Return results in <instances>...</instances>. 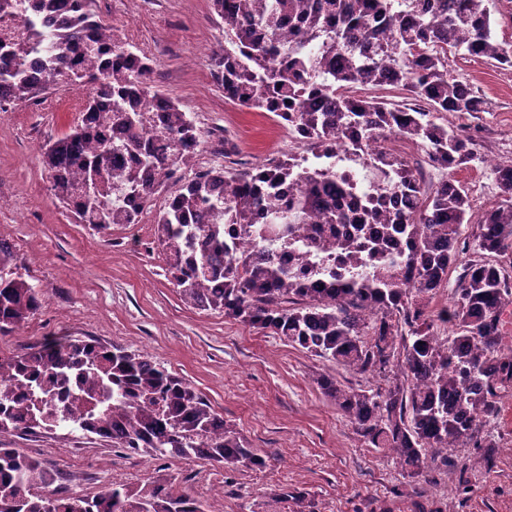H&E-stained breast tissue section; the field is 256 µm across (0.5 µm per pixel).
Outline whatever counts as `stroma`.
I'll use <instances>...</instances> for the list:
<instances>
[{"label": "stroma", "mask_w": 512, "mask_h": 512, "mask_svg": "<svg viewBox=\"0 0 512 512\" xmlns=\"http://www.w3.org/2000/svg\"><path fill=\"white\" fill-rule=\"evenodd\" d=\"M95 15L120 30L133 48L149 41L153 86L197 116L209 142L215 113L236 149V170L269 159L313 155L310 142H293L269 115L225 99L215 83L212 56L224 46V24L210 0H94ZM448 72L478 89L487 112L444 113L448 124L475 137V162L450 170L475 212L504 194L482 156L512 160V67L464 54L448 57ZM93 93L92 85L49 92L43 102L13 103L0 112V239L12 245L14 270L45 292L37 315L0 334V356H12L52 337L95 339L148 354L197 388L263 457V467L228 469L198 459L126 455L111 441L80 432L8 437L10 447L39 456L69 491L88 494L103 482L136 485L162 475L207 512H287L280 491L303 499L310 512H512V393L477 445L448 451V469L407 478L392 456L363 442L315 383L319 374L346 388L377 380L336 366L288 344L270 331L246 326L214 310L186 304L171 282L155 233L120 224L99 232L74 221L56 204L42 163L46 144L69 133Z\"/></svg>", "instance_id": "obj_1"}]
</instances>
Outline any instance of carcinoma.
I'll return each mask as SVG.
<instances>
[{"mask_svg": "<svg viewBox=\"0 0 512 512\" xmlns=\"http://www.w3.org/2000/svg\"><path fill=\"white\" fill-rule=\"evenodd\" d=\"M491 0H211L224 23L214 78L224 98L288 123L314 141L317 157L371 146L366 166L383 178L368 201L353 197L350 175L334 164L277 160L257 172H218L177 185L155 224L167 272L182 299L283 337L314 355L376 374L384 385L344 389L328 376L322 394L404 473L448 466L446 451L497 418L512 391V164L492 168L508 198L482 213L472 236V204L453 179L432 188L419 167L391 151L409 140L424 162L450 169L478 159L473 140L439 122L444 112H486L490 102L448 75V54L465 51L512 66V43L495 31ZM0 14L29 28L28 45L0 40V102L38 98L50 85L94 87L81 120L43 152L53 197L81 224L106 230L135 224L141 207L169 183L156 169L189 163L201 145L173 99L154 106L148 59L96 19L91 0H0ZM414 16L404 25L398 19ZM48 80L34 83L33 66ZM391 86L414 103L355 97L352 86ZM163 125L161 147L140 128ZM408 199L388 207L387 195ZM280 198L273 211L264 199ZM320 219L319 236L298 242L297 225ZM352 224L353 237L336 225ZM471 251L452 307L436 318L426 300L448 283L460 252ZM0 241V332L41 308L44 291L13 272ZM450 327L442 337L437 324ZM0 437L72 429L129 453L205 459L226 468L263 459L210 401L144 353L95 340L51 338L0 357ZM38 459L0 447V512H207L168 476L112 482L91 496L51 488Z\"/></svg>", "mask_w": 512, "mask_h": 512, "instance_id": "1", "label": "carcinoma"}]
</instances>
